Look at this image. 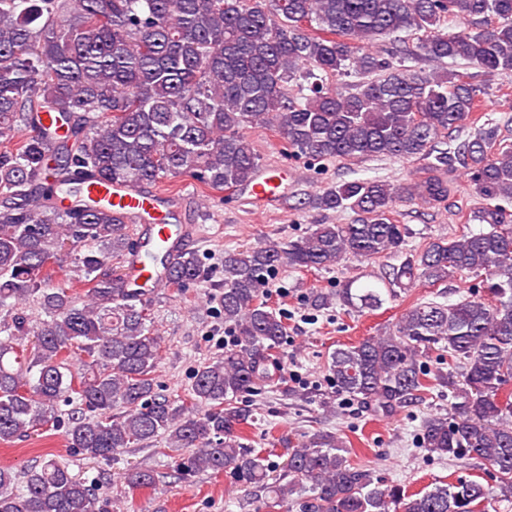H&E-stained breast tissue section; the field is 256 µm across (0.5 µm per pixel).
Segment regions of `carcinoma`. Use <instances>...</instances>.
Listing matches in <instances>:
<instances>
[{
	"label": "carcinoma",
	"mask_w": 512,
	"mask_h": 512,
	"mask_svg": "<svg viewBox=\"0 0 512 512\" xmlns=\"http://www.w3.org/2000/svg\"><path fill=\"white\" fill-rule=\"evenodd\" d=\"M476 18L473 31L445 22ZM405 33L411 39H401ZM393 37L383 56L356 40ZM476 72L457 74L446 59ZM512 72V0H0V306L33 298L42 317L6 311L0 325V442L56 421L61 398L89 414L72 417L68 445L113 462L157 438L189 448L183 476L229 471L284 503L308 495L307 512H488L512 498V144L487 123L468 139L444 141L476 111L481 73ZM360 75L343 93L328 76ZM307 82L295 98L288 88ZM273 132L292 156L426 162L409 187L388 180L337 183L308 199L323 213L351 212L349 224H316L296 240L224 254V323L237 344L197 369L194 413L156 391L161 337L112 259L133 244L131 221L84 183L153 186L188 177L216 191L246 184L260 156L244 130ZM469 172L483 200L474 219L489 229L440 236L373 279L357 274L336 290L351 311L379 308L417 279L436 284L490 276L488 298L412 305L393 329L330 355L336 393L388 414L427 388L424 360L436 348L463 378L449 417L427 419L420 447L450 460L476 459L501 484L470 480L410 494L354 464L345 443L318 432L288 449L281 473L240 442L251 414L237 397L272 379L269 351L288 325L269 305L270 280L284 268L330 269L346 258L375 260L405 250L398 203L448 199L445 174ZM79 250L84 292L50 285L49 263ZM155 260L168 285L184 288L204 272L193 251ZM78 368L71 369L72 362ZM121 410L112 415V410ZM133 488L157 474L129 468ZM0 512H108L97 490L46 455L22 471L0 466Z\"/></svg>",
	"instance_id": "carcinoma-1"
}]
</instances>
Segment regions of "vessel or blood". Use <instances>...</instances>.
Segmentation results:
<instances>
[{"label":"vessel or blood","instance_id":"obj_1","mask_svg":"<svg viewBox=\"0 0 512 512\" xmlns=\"http://www.w3.org/2000/svg\"><path fill=\"white\" fill-rule=\"evenodd\" d=\"M244 193L258 211L278 208L288 195V170L262 168L246 185ZM107 196L115 209L139 224V241L124 260L123 274L141 299H149L166 287V272L150 266L145 252L173 253L184 249L196 235V227L181 220V199L158 191L146 192L128 185H113Z\"/></svg>","mask_w":512,"mask_h":512}]
</instances>
